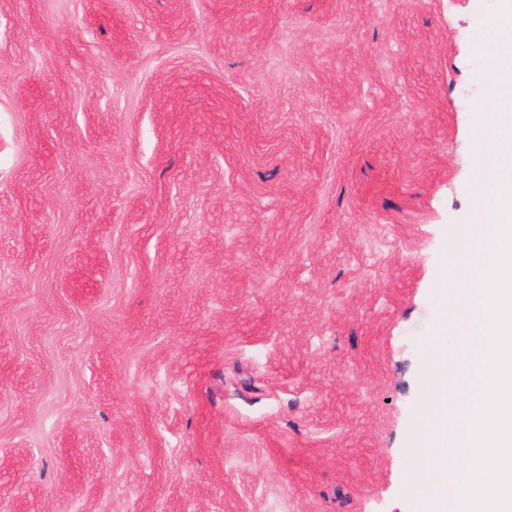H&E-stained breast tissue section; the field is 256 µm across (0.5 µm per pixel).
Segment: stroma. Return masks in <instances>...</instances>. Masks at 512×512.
Wrapping results in <instances>:
<instances>
[{"mask_svg":"<svg viewBox=\"0 0 512 512\" xmlns=\"http://www.w3.org/2000/svg\"><path fill=\"white\" fill-rule=\"evenodd\" d=\"M495 0H0V512H418Z\"/></svg>","mask_w":512,"mask_h":512,"instance_id":"stroma-1","label":"stroma"}]
</instances>
